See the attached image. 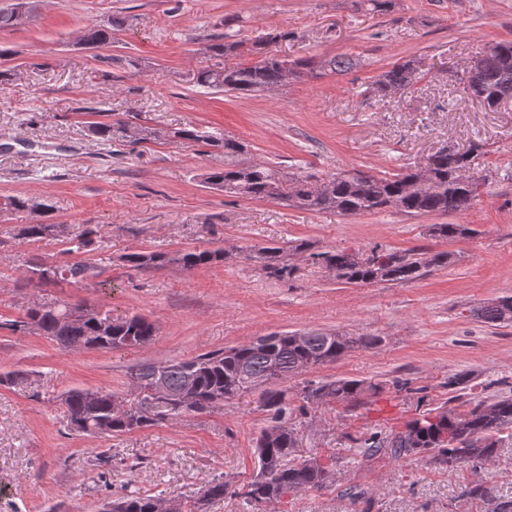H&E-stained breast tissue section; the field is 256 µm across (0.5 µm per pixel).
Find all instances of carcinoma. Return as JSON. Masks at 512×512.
<instances>
[{
	"mask_svg": "<svg viewBox=\"0 0 512 512\" xmlns=\"http://www.w3.org/2000/svg\"><path fill=\"white\" fill-rule=\"evenodd\" d=\"M26 9H0V29L16 28L35 17V5L29 0ZM215 63L194 74L195 83L210 89L251 94L283 86L314 68L310 58L290 60L286 56L262 53L257 59L224 65L230 56L248 57L255 48L241 41H222L208 46ZM415 73L411 60L394 64L375 82V91L385 97L408 87ZM462 92L490 112H499L512 99V40H500L489 45L480 59L462 79ZM91 131L106 142L140 141L158 136V131L134 127L124 120L95 122ZM173 137L188 143L199 141L224 151V157L234 158L244 152V145L229 136H203L196 130L177 129ZM479 146H471L461 156L440 149L431 153L424 169H408L400 173L375 174L370 171L340 170L320 181L310 177L283 175L277 169L261 163H238L206 174L205 183L231 197L280 201L286 206L312 211L329 210L343 216L377 213L394 209L409 215L462 214L479 196L478 186L464 177L471 168ZM29 200L18 196L0 197V211L21 212L28 209ZM59 224H23L18 235L37 241L45 236L60 235ZM431 236L453 240L472 235L466 224H433ZM304 255L338 283L349 285H399L418 281L433 271L451 263L446 251L426 252L419 248L395 249L375 245L368 250H317L306 241L283 246H262L254 258L265 273L287 282L299 271L289 259V252ZM125 261L139 270L158 269L176 264L186 270L224 262V250L188 248L174 254L141 251L127 255ZM29 269L45 274L41 282L59 284L85 280L94 266L87 262L47 264L39 259L29 261ZM478 321L492 326L512 323V297H502L471 309ZM13 332H32L44 336L59 347L72 350L86 346L88 350H116L148 345L157 335V327L148 318L131 315L112 318V314L92 308L82 318L72 315L71 304L44 301L29 307L25 317L3 324ZM298 341L295 333H271L260 346L253 341L212 351L188 361H168L143 364L132 373L140 394L136 405L121 411L114 408L116 398L107 391L74 388L66 391L61 403L73 431L112 438L174 419L184 413L175 396L192 391L198 408L196 414H207L224 403L244 395H257L258 403L267 413L270 425L256 438L254 448L256 475L238 492L249 507H257L267 497L280 503L290 495L309 489L322 490L333 484L336 458L324 463L320 457L296 458L297 437L288 428L290 411L288 390L282 384L306 368L334 363L354 349L371 347L377 336H345L322 330L303 332ZM162 382L172 400L163 403L154 399L151 389ZM378 391L376 384L360 380L337 379L309 383L302 392L306 402L336 400L348 406L366 404ZM456 406H441L419 413L397 431L354 440L355 458L366 463L373 458L435 453L448 467L466 466L478 475L482 466L501 447L507 430L512 431V396H495L475 400L463 394L450 397ZM233 494L231 484L213 479L191 501L175 504V512H203V506ZM465 495L487 505V512H512V500H503L480 479L471 481ZM161 499L129 492L107 501L102 507L112 512H156Z\"/></svg>",
	"mask_w": 512,
	"mask_h": 512,
	"instance_id": "cac0c4a2",
	"label": "carcinoma"
}]
</instances>
